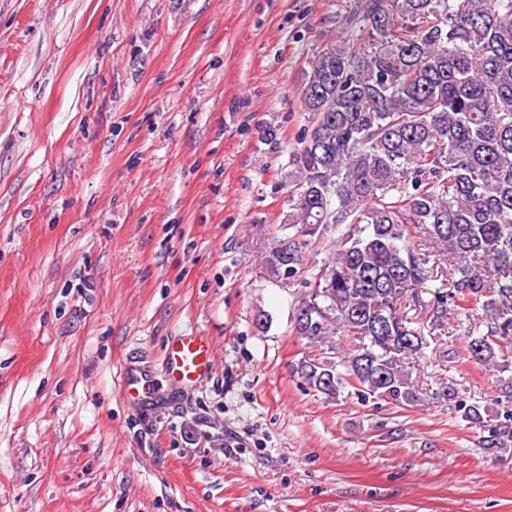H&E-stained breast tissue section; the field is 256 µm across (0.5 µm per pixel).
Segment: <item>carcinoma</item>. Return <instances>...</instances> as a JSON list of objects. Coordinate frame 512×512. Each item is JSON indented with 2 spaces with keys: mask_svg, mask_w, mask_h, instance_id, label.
<instances>
[{
  "mask_svg": "<svg viewBox=\"0 0 512 512\" xmlns=\"http://www.w3.org/2000/svg\"><path fill=\"white\" fill-rule=\"evenodd\" d=\"M346 24L360 39L309 62L310 126L279 227L294 234L262 265L308 288L294 330L319 352L296 368L309 388L413 407L409 360L427 340L408 306L438 330L481 315L462 355L512 369V0H360ZM341 227L328 257L308 262ZM435 396L482 430L484 449L512 441V410L487 424L456 384Z\"/></svg>",
  "mask_w": 512,
  "mask_h": 512,
  "instance_id": "obj_1",
  "label": "carcinoma"
}]
</instances>
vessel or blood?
Here are the masks:
<instances>
[{"label":"vessel or blood","instance_id":"vessel-or-blood-1","mask_svg":"<svg viewBox=\"0 0 512 512\" xmlns=\"http://www.w3.org/2000/svg\"><path fill=\"white\" fill-rule=\"evenodd\" d=\"M213 362L210 339L195 332L176 337L166 350L168 374L173 382L181 386L202 380L212 370ZM151 393L152 385L146 377H131L124 384L123 395L130 405H139Z\"/></svg>","mask_w":512,"mask_h":512}]
</instances>
